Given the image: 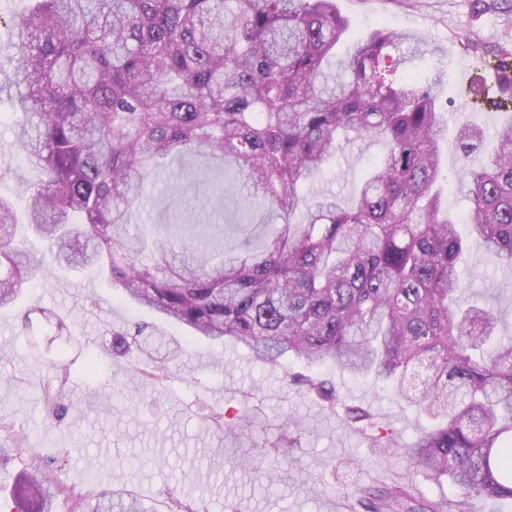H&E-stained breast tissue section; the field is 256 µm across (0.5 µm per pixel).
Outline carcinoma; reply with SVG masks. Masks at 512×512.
<instances>
[{
	"label": "carcinoma",
	"instance_id": "cac0c4a2",
	"mask_svg": "<svg viewBox=\"0 0 512 512\" xmlns=\"http://www.w3.org/2000/svg\"><path fill=\"white\" fill-rule=\"evenodd\" d=\"M0 49V93L10 89L15 143L39 172L18 213L0 197V308L47 261L96 269L133 307L187 330V339L229 340L271 368L293 356L327 361L393 388L430 422L401 449L414 473L448 478L453 499L417 502L404 486L365 482L354 512H474V502L512 503V339L493 340L498 311L465 305L460 256L473 241L512 267V121L489 143L459 126L464 165L448 174V135L438 90L441 48L412 30L376 28L336 58L350 22L336 0H29ZM496 84L476 85L463 106L512 104V53ZM386 153L361 180L356 204L308 202L303 188L356 140ZM488 147L480 168L465 165ZM177 157H200L208 174L234 168L245 195L283 219L262 243L224 246L223 227L177 256L174 242L130 219L144 185ZM469 202L467 233L444 206L442 187ZM35 235L46 252L28 250ZM98 350L120 356L155 349L160 331L108 332ZM432 375L417 392L415 366ZM58 387L43 390L49 413L78 407ZM335 408L322 381L287 371ZM12 451L32 435L0 424ZM64 495L71 512H112V496L83 493L37 460L24 472L16 512H49ZM94 499V506L89 500Z\"/></svg>",
	"mask_w": 512,
	"mask_h": 512
}]
</instances>
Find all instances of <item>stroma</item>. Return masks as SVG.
I'll list each match as a JSON object with an SVG mask.
<instances>
[{"mask_svg":"<svg viewBox=\"0 0 512 512\" xmlns=\"http://www.w3.org/2000/svg\"><path fill=\"white\" fill-rule=\"evenodd\" d=\"M351 22L348 40L380 26L418 30L447 51L442 65L447 79L440 98L448 126L472 123L494 131L512 120V109L483 104L460 109L470 84H494L497 60L486 47L512 42V0H336ZM10 103L0 104V195L17 209L26 206L25 191L35 177L14 144ZM386 152L381 141L358 140L330 159L304 190L309 200L326 194L345 205L366 171ZM146 203L130 221L144 224H220L224 239L240 242L230 225L244 207L242 197H216L199 189L192 170L175 169L150 183ZM466 269L469 297L491 303L503 289L512 290V270L499 268L479 244H471L460 260ZM96 295L90 304L88 295ZM154 315L129 305L121 289L90 272L46 273L28 286L13 309L0 310V422L30 431L35 444L28 456H52L61 480H82L93 469L101 487L113 498L136 494L139 512H168L167 497L194 504L199 512H348V492L357 483L411 480L417 496L428 500L455 497L450 482L409 478L400 447L413 443L424 418L388 387L373 378H354L327 362L312 375L334 387L345 405L367 409L384 432L399 444L379 457L365 433L347 425L340 412L305 388L284 383L282 372L256 362L239 344L206 339L183 343L184 330L164 324L167 338L180 340L178 355L167 371L151 377V361L130 349L121 365L110 355L98 357V370L88 373L86 359L108 328H131L154 322ZM30 332L37 349L19 338ZM66 364L68 399L80 407L64 423L49 418L42 388L46 361ZM224 412L226 426L216 431L212 409ZM296 442L287 456L265 459L260 468L250 460L283 434ZM28 456L0 470V500L12 502V489Z\"/></svg>","mask_w":512,"mask_h":512,"instance_id":"1","label":"stroma"}]
</instances>
